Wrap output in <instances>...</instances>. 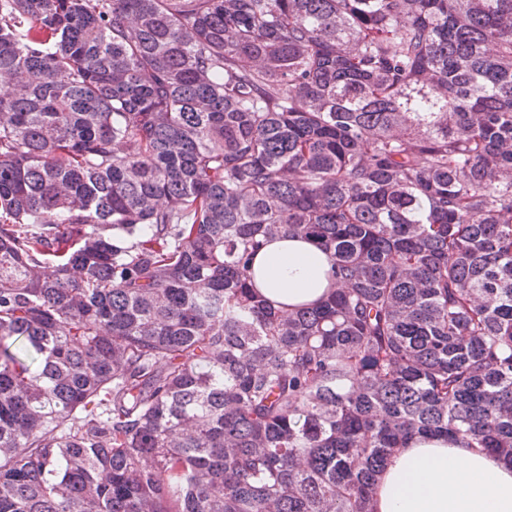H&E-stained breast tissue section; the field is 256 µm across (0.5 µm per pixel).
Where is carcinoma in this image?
<instances>
[{
	"label": "carcinoma",
	"instance_id": "cac0c4a2",
	"mask_svg": "<svg viewBox=\"0 0 512 512\" xmlns=\"http://www.w3.org/2000/svg\"><path fill=\"white\" fill-rule=\"evenodd\" d=\"M0 77V512L512 462V0H0ZM280 238L323 304L252 293ZM254 290L284 313L319 304L329 291L324 250L309 240L280 239L254 258Z\"/></svg>",
	"mask_w": 512,
	"mask_h": 512
}]
</instances>
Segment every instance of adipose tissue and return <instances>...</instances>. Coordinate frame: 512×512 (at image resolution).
<instances>
[{
  "instance_id": "1",
  "label": "adipose tissue",
  "mask_w": 512,
  "mask_h": 512,
  "mask_svg": "<svg viewBox=\"0 0 512 512\" xmlns=\"http://www.w3.org/2000/svg\"><path fill=\"white\" fill-rule=\"evenodd\" d=\"M255 291L288 313L320 303L329 291L324 250L280 239L254 258ZM373 512H512V465L481 448L445 438H414L396 449L375 485Z\"/></svg>"
}]
</instances>
